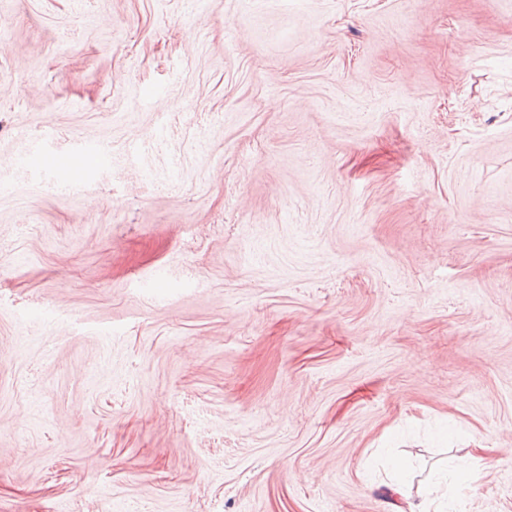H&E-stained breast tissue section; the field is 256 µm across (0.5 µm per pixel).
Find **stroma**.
I'll return each instance as SVG.
<instances>
[{"label":"stroma","mask_w":512,"mask_h":512,"mask_svg":"<svg viewBox=\"0 0 512 512\" xmlns=\"http://www.w3.org/2000/svg\"><path fill=\"white\" fill-rule=\"evenodd\" d=\"M512 512V0H0V512ZM442 480L428 485L420 494V500L410 501L406 498V507H401L397 512H442L438 510L430 511V508L437 501L438 493L441 490Z\"/></svg>","instance_id":"1"}]
</instances>
